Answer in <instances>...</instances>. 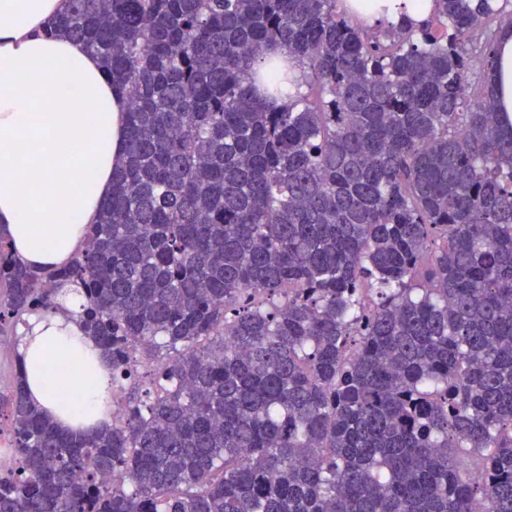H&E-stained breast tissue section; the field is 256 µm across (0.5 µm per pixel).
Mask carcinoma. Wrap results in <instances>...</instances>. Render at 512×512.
<instances>
[{
    "instance_id": "1",
    "label": "carcinoma",
    "mask_w": 512,
    "mask_h": 512,
    "mask_svg": "<svg viewBox=\"0 0 512 512\" xmlns=\"http://www.w3.org/2000/svg\"><path fill=\"white\" fill-rule=\"evenodd\" d=\"M65 2L124 152L70 265L0 239V331L78 283L124 412L15 374L0 512H512V126L464 81L512 0ZM415 1L416 0H383V2H387L388 4L389 10L386 14H388L389 17H400V12H406L411 19L419 21L427 15L429 7L426 2L418 3Z\"/></svg>"
}]
</instances>
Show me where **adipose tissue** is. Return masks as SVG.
<instances>
[{
    "mask_svg": "<svg viewBox=\"0 0 512 512\" xmlns=\"http://www.w3.org/2000/svg\"><path fill=\"white\" fill-rule=\"evenodd\" d=\"M64 0H0V237L37 269L67 266L112 192L126 117L99 58L48 37ZM492 84L512 115V29H503ZM81 296L25 317L17 342L29 400L58 427L89 434L112 424V366L78 317Z\"/></svg>",
    "mask_w": 512,
    "mask_h": 512,
    "instance_id": "ef3b65f1",
    "label": "adipose tissue"
}]
</instances>
